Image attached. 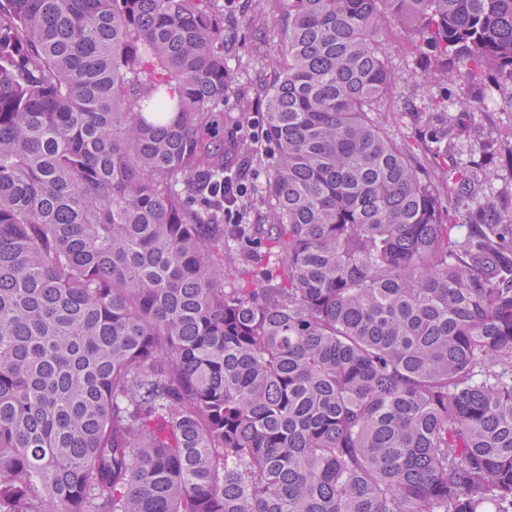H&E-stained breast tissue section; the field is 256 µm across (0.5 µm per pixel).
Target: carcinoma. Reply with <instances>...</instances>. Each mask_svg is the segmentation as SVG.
<instances>
[{"label":"carcinoma","instance_id":"cac0c4a2","mask_svg":"<svg viewBox=\"0 0 512 512\" xmlns=\"http://www.w3.org/2000/svg\"><path fill=\"white\" fill-rule=\"evenodd\" d=\"M281 2L218 150L219 0H0V512H512V223L375 118L390 24L512 87V0Z\"/></svg>","mask_w":512,"mask_h":512}]
</instances>
